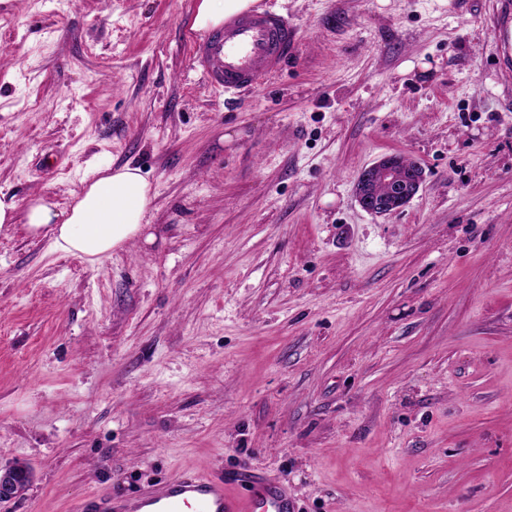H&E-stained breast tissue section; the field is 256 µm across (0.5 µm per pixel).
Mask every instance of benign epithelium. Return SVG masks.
Masks as SVG:
<instances>
[{"label": "benign epithelium", "mask_w": 512, "mask_h": 512, "mask_svg": "<svg viewBox=\"0 0 512 512\" xmlns=\"http://www.w3.org/2000/svg\"><path fill=\"white\" fill-rule=\"evenodd\" d=\"M384 184L388 192L379 195L373 184ZM424 182L421 164L400 153L382 156L359 174L354 190L357 205L375 216L392 215L401 211L417 195ZM33 477L25 463L0 467V502H9L24 494Z\"/></svg>", "instance_id": "obj_1"}]
</instances>
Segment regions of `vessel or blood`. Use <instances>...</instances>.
<instances>
[{
  "label": "vessel or blood",
  "mask_w": 512,
  "mask_h": 512,
  "mask_svg": "<svg viewBox=\"0 0 512 512\" xmlns=\"http://www.w3.org/2000/svg\"><path fill=\"white\" fill-rule=\"evenodd\" d=\"M497 26L504 58L512 57V0H500ZM287 17L254 9L225 20L195 45V59L209 86L220 91L257 87L279 70L296 45ZM115 512H295L287 486L249 470L205 477L183 473L137 499L118 501Z\"/></svg>",
  "instance_id": "b4317fda"
}]
</instances>
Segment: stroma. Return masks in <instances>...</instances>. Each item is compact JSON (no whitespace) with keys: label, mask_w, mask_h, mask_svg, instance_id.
<instances>
[{"label":"stroma","mask_w":512,"mask_h":512,"mask_svg":"<svg viewBox=\"0 0 512 512\" xmlns=\"http://www.w3.org/2000/svg\"><path fill=\"white\" fill-rule=\"evenodd\" d=\"M198 0H0V193L155 190L97 264L0 230V512L109 508L191 470L296 512H512V71L497 0H257L298 31L219 94ZM424 182L375 217L360 171ZM406 157L400 153L387 154L360 172L354 199L363 211L375 216L392 215L417 195L424 182L423 168L418 161ZM375 182L384 184L389 192L377 194ZM33 477L32 468L25 463L0 467V502H8L24 494Z\"/></svg>","instance_id":"obj_1"}]
</instances>
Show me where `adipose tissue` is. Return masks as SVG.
Listing matches in <instances>:
<instances>
[{
    "label": "adipose tissue",
    "mask_w": 512,
    "mask_h": 512,
    "mask_svg": "<svg viewBox=\"0 0 512 512\" xmlns=\"http://www.w3.org/2000/svg\"><path fill=\"white\" fill-rule=\"evenodd\" d=\"M254 4L255 0H199L192 27L210 31ZM153 199L152 186L138 167L107 166L64 209L40 197L22 209L1 196L0 229L23 220L31 236L47 238L55 250L95 263L140 236Z\"/></svg>",
    "instance_id": "1"
}]
</instances>
